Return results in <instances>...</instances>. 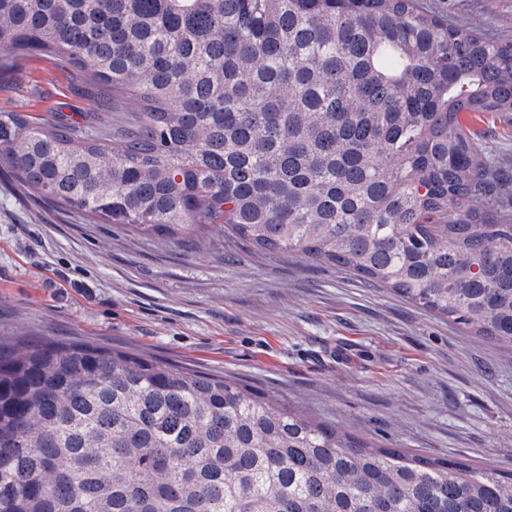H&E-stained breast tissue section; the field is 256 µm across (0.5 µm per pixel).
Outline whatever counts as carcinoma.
I'll list each match as a JSON object with an SVG mask.
<instances>
[{"label":"carcinoma","mask_w":512,"mask_h":512,"mask_svg":"<svg viewBox=\"0 0 512 512\" xmlns=\"http://www.w3.org/2000/svg\"><path fill=\"white\" fill-rule=\"evenodd\" d=\"M0 173L92 224L341 266L512 349V210L459 121L512 112V43L424 0H0ZM0 512H512V473L374 448L222 376L0 336ZM76 76L62 63L34 60L26 73L2 75L0 78V110L43 115L46 110L74 115L85 112L93 100L78 94L73 87Z\"/></svg>","instance_id":"carcinoma-1"}]
</instances>
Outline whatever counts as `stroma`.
<instances>
[{
  "label": "stroma",
  "mask_w": 512,
  "mask_h": 512,
  "mask_svg": "<svg viewBox=\"0 0 512 512\" xmlns=\"http://www.w3.org/2000/svg\"><path fill=\"white\" fill-rule=\"evenodd\" d=\"M512 41V0H426ZM62 63L0 77V110H89ZM512 209V112L484 114ZM90 341L239 380L378 448L512 471V353L352 272L90 224L0 178V335Z\"/></svg>",
  "instance_id": "1"
}]
</instances>
